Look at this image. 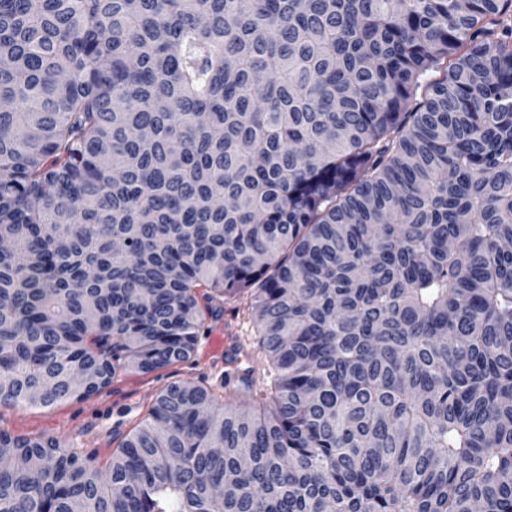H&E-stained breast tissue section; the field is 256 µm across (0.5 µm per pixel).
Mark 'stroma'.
<instances>
[{
  "instance_id": "stroma-1",
  "label": "stroma",
  "mask_w": 512,
  "mask_h": 512,
  "mask_svg": "<svg viewBox=\"0 0 512 512\" xmlns=\"http://www.w3.org/2000/svg\"><path fill=\"white\" fill-rule=\"evenodd\" d=\"M200 337L191 359L150 373L130 371L88 399L69 400L51 408H0V427L16 435H46L98 452L108 459L124 437L143 420L158 393L169 383L190 381L222 388L224 357L208 353Z\"/></svg>"
}]
</instances>
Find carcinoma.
<instances>
[{
    "label": "carcinoma",
    "instance_id": "obj_1",
    "mask_svg": "<svg viewBox=\"0 0 512 512\" xmlns=\"http://www.w3.org/2000/svg\"><path fill=\"white\" fill-rule=\"evenodd\" d=\"M0 100V407L253 325L0 512H512V0H0Z\"/></svg>",
    "mask_w": 512,
    "mask_h": 512
}]
</instances>
